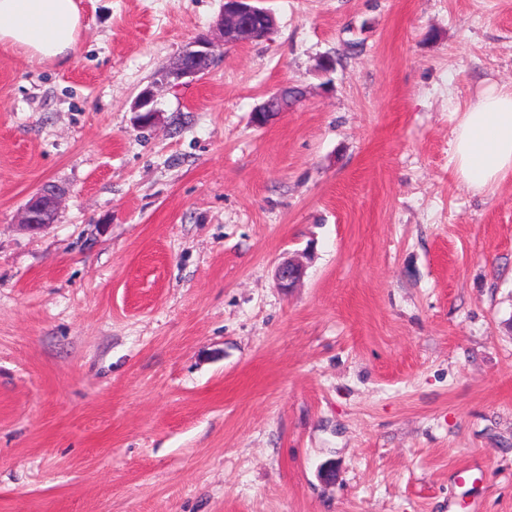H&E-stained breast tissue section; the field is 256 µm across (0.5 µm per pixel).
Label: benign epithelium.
<instances>
[{
    "label": "benign epithelium",
    "mask_w": 512,
    "mask_h": 512,
    "mask_svg": "<svg viewBox=\"0 0 512 512\" xmlns=\"http://www.w3.org/2000/svg\"><path fill=\"white\" fill-rule=\"evenodd\" d=\"M264 0H224V11L219 29L226 44L249 43L264 40L275 30L276 19L272 11L263 7ZM214 62V42L199 36L189 43L181 56L157 74L154 85L177 87L197 79L201 72L191 66L193 61ZM304 94L299 90L281 87L253 111V122L259 127L269 124L274 117L301 101ZM132 110L139 113L143 127L152 126L161 110L157 107L153 89H144L136 98ZM60 193L40 190L23 207L21 223L31 229H39L54 222ZM302 274V268L294 262L281 263L275 278L278 287H292Z\"/></svg>",
    "instance_id": "obj_1"
}]
</instances>
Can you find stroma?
Listing matches in <instances>:
<instances>
[{"label": "stroma", "mask_w": 512, "mask_h": 512, "mask_svg": "<svg viewBox=\"0 0 512 512\" xmlns=\"http://www.w3.org/2000/svg\"><path fill=\"white\" fill-rule=\"evenodd\" d=\"M264 5L242 45L224 0H79L68 64L0 49V512H512V177L450 164L512 0ZM264 0H225L219 20L224 45L264 40L275 30L276 19L272 11L263 7ZM269 17L263 28H252L250 21L256 17ZM214 47V42L210 38L206 36L197 37L189 43L178 59L159 71L154 85L177 87L196 80L201 75V72L192 67L190 62L208 60L210 64L206 62L193 64L201 70H208L211 63L215 60ZM157 100L154 90L150 88L144 89L136 98L132 110L139 113L142 122V128L152 126L159 117L161 110L157 107ZM292 94L289 96L288 91ZM304 94L290 87H281L253 111V122L259 127L269 124L279 112H285L296 102L301 101ZM60 193L40 190L23 207L21 223L30 229H39L54 222Z\"/></svg>", "instance_id": "stroma-1"}]
</instances>
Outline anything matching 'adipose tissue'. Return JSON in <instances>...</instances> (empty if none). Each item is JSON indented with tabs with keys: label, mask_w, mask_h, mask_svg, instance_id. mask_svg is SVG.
I'll return each instance as SVG.
<instances>
[{
	"label": "adipose tissue",
	"mask_w": 512,
	"mask_h": 512,
	"mask_svg": "<svg viewBox=\"0 0 512 512\" xmlns=\"http://www.w3.org/2000/svg\"><path fill=\"white\" fill-rule=\"evenodd\" d=\"M83 27L76 0H0V48L36 62H67ZM453 174L494 192L512 176V86L492 84L466 103L453 141Z\"/></svg>",
	"instance_id": "ef3b65f1"
}]
</instances>
